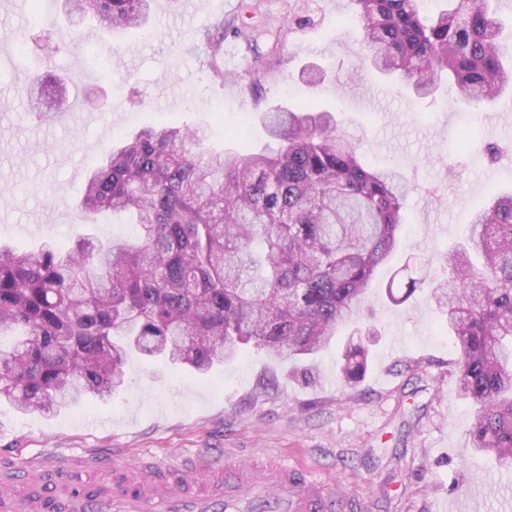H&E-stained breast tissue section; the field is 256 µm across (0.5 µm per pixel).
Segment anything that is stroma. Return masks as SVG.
Masks as SVG:
<instances>
[{
    "mask_svg": "<svg viewBox=\"0 0 512 512\" xmlns=\"http://www.w3.org/2000/svg\"><path fill=\"white\" fill-rule=\"evenodd\" d=\"M154 0L147 30L127 31L112 65L108 35L88 20L74 40L35 46L32 10L0 6V229L30 248L45 238L132 237L127 216L82 221L75 205L102 149L119 143L145 116L201 129L208 145L241 141L263 148L262 114L306 103L335 114L364 143L367 165L390 164L414 186L398 250L380 269L359 326L371 360L355 388L336 376L338 348L309 380L246 346L207 375L163 361L131 360L124 391L104 402L87 397L54 415L22 414L0 403V452L101 448L150 454L163 463L200 450L244 459L288 456L330 493L349 497L350 512H512V472L465 453L469 404L458 394L456 352L447 320L419 290L401 306L386 297L389 278L411 255L433 258L431 279L474 208L490 193L512 191V103L480 111L441 87L418 98L376 74L365 61L362 30L350 0H261L260 16L284 27L279 64L262 91L213 83L197 36L240 14L241 0ZM50 72L66 77L60 109L33 119L23 90ZM469 126L460 145L456 132Z\"/></svg>",
    "mask_w": 512,
    "mask_h": 512,
    "instance_id": "stroma-1",
    "label": "stroma"
}]
</instances>
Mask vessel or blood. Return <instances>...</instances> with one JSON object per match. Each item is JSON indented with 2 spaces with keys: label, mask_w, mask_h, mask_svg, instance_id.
Segmentation results:
<instances>
[{
  "label": "vessel or blood",
  "mask_w": 512,
  "mask_h": 512,
  "mask_svg": "<svg viewBox=\"0 0 512 512\" xmlns=\"http://www.w3.org/2000/svg\"><path fill=\"white\" fill-rule=\"evenodd\" d=\"M330 496L286 457L260 471L199 453L163 464L105 451L0 456V512H329Z\"/></svg>",
  "instance_id": "vessel-or-blood-1"
}]
</instances>
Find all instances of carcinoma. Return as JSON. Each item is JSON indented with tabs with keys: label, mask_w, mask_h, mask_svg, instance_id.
<instances>
[{
	"label": "carcinoma",
	"mask_w": 512,
	"mask_h": 512,
	"mask_svg": "<svg viewBox=\"0 0 512 512\" xmlns=\"http://www.w3.org/2000/svg\"><path fill=\"white\" fill-rule=\"evenodd\" d=\"M113 32L148 24L153 0H66ZM366 60L378 74L427 98L448 82L468 105L512 91L494 0H445L424 15L420 0H351ZM264 27L243 18L201 34L224 80V36L259 58ZM39 112L55 109L49 80ZM264 125L277 149L216 151L200 131L144 118L104 149L79 203L84 215L128 213L136 240L29 250L0 241V403L57 413L86 396L124 388L131 355L201 374L237 359L250 343L274 360L312 359L357 322L377 270L395 251L413 191L398 171L362 162L363 144L335 115L305 104L277 107ZM448 277L430 299L446 311L459 395L473 419L476 453L512 471V192L472 212L448 255ZM424 279L408 277L400 305ZM369 348L349 336L337 363L355 387Z\"/></svg>",
	"instance_id": "carcinoma-1"
}]
</instances>
